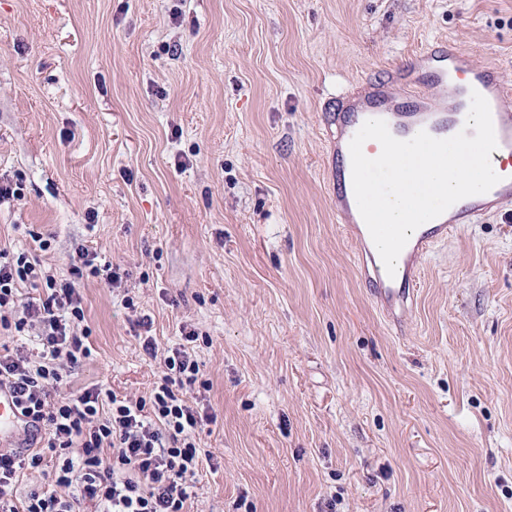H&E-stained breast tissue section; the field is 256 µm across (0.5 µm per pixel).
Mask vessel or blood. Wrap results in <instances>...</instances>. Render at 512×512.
Masks as SVG:
<instances>
[{"label":"vessel or blood","mask_w":512,"mask_h":512,"mask_svg":"<svg viewBox=\"0 0 512 512\" xmlns=\"http://www.w3.org/2000/svg\"><path fill=\"white\" fill-rule=\"evenodd\" d=\"M416 67L396 71L391 84L377 83L356 104L334 114L329 133L334 158L333 193L336 214L352 239L359 242V265L372 298L385 309L414 303L423 259L439 243L465 224H474L502 203L512 200V87L498 66L470 63L454 41H427L416 56ZM490 106L497 148L491 165L499 182L476 200L461 199L442 216L419 226L387 275L368 228L359 212L352 183L349 145L370 119L384 120L397 139L408 140L419 131L442 139L460 132L470 109L472 92ZM18 413L12 394L0 388V438L14 433Z\"/></svg>","instance_id":"1"}]
</instances>
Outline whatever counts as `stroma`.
<instances>
[{"label": "stroma", "mask_w": 512, "mask_h": 512, "mask_svg": "<svg viewBox=\"0 0 512 512\" xmlns=\"http://www.w3.org/2000/svg\"><path fill=\"white\" fill-rule=\"evenodd\" d=\"M439 37L512 85V0H0V248L127 272L78 285L69 390L149 397L145 336L197 331L187 512H512V204L434 250L397 327L332 195L337 93Z\"/></svg>", "instance_id": "obj_1"}]
</instances>
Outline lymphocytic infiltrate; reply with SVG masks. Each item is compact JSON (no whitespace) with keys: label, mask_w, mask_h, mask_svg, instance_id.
<instances>
[{"label":"lymphocytic infiltrate","mask_w":512,"mask_h":512,"mask_svg":"<svg viewBox=\"0 0 512 512\" xmlns=\"http://www.w3.org/2000/svg\"><path fill=\"white\" fill-rule=\"evenodd\" d=\"M80 253L81 267L59 280L27 253L0 249V328L39 345L32 357L0 354V387L13 394L32 446L22 455L0 449V512H76L82 504L93 512H186L200 459L195 436L215 420L187 398L200 373L188 349L197 333L185 332L172 348L150 399L121 398L98 384L62 396L71 369L91 354L77 333L85 318L77 280L122 279L119 267L98 263L88 248ZM23 288L32 296L20 297ZM48 453L55 463L46 484L18 497L24 470Z\"/></svg>","instance_id":"f902f5d3"}]
</instances>
